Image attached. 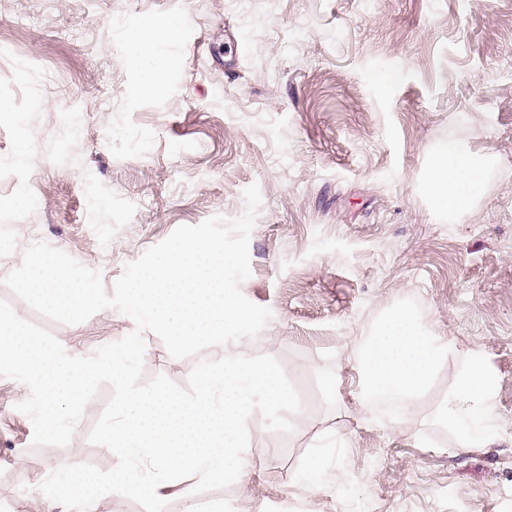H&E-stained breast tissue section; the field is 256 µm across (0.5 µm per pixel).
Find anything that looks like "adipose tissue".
<instances>
[{"mask_svg":"<svg viewBox=\"0 0 512 512\" xmlns=\"http://www.w3.org/2000/svg\"><path fill=\"white\" fill-rule=\"evenodd\" d=\"M178 15L149 17L127 30L124 38L133 66L140 74L145 96L161 95L170 73L178 66L171 55L183 36ZM481 164L462 142H449L437 150L429 168L425 190L449 210L461 213L481 193ZM458 351L447 339L425 335L406 307L390 311L359 347L355 361L359 374L357 398L361 405L393 400L401 417H409L430 390L449 358ZM492 381L477 365L457 374L439 408L441 422L453 430L460 447L487 442L491 437Z\"/></svg>","mask_w":512,"mask_h":512,"instance_id":"ef3b65f1","label":"adipose tissue"}]
</instances>
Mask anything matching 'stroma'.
I'll use <instances>...</instances> for the list:
<instances>
[{
    "instance_id": "obj_1",
    "label": "stroma",
    "mask_w": 512,
    "mask_h": 512,
    "mask_svg": "<svg viewBox=\"0 0 512 512\" xmlns=\"http://www.w3.org/2000/svg\"><path fill=\"white\" fill-rule=\"evenodd\" d=\"M168 14L184 18L180 65L144 96L110 24ZM0 101L14 110L0 118V301L72 355L135 324L34 311L3 282L29 245L100 271L110 291L175 228L238 219L244 189H260L241 290L272 318L232 347L275 357L301 409L289 434L252 415L247 485L194 497L173 482L166 512H512V0H0ZM445 141L483 160V194L460 214L422 190ZM400 306L460 352L406 423L354 398L355 353ZM144 340L145 378L186 385L197 357ZM470 357L495 382L493 438L462 448L437 414ZM28 395L0 377V512H64L28 483L117 465L88 440L111 389L64 447L33 446ZM318 450L311 486L301 472Z\"/></svg>"
}]
</instances>
